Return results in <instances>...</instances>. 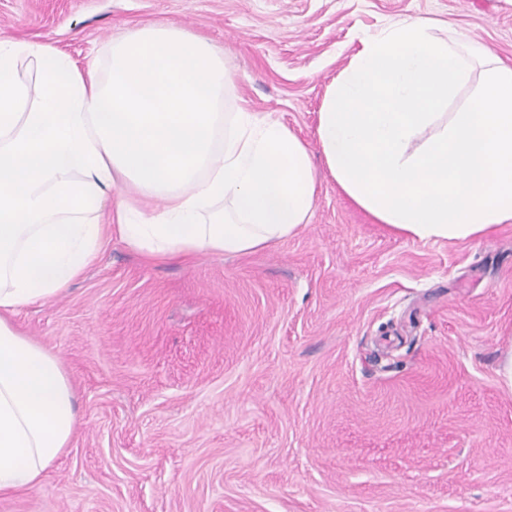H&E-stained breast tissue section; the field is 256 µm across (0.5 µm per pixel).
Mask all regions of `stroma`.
Listing matches in <instances>:
<instances>
[{
  "instance_id": "1",
  "label": "stroma",
  "mask_w": 512,
  "mask_h": 512,
  "mask_svg": "<svg viewBox=\"0 0 512 512\" xmlns=\"http://www.w3.org/2000/svg\"><path fill=\"white\" fill-rule=\"evenodd\" d=\"M452 26L512 63V0H0V40L103 67L154 23L222 49L228 112L309 148L298 234L149 263L105 240L19 328L55 352L78 424L0 512H512V223L420 241L340 190L317 140L327 86L385 23Z\"/></svg>"
}]
</instances>
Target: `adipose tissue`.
<instances>
[{
    "mask_svg": "<svg viewBox=\"0 0 512 512\" xmlns=\"http://www.w3.org/2000/svg\"><path fill=\"white\" fill-rule=\"evenodd\" d=\"M435 29L409 17L363 37L326 90L318 142L377 223L466 240L512 223V64ZM232 81L205 38L166 24L113 38L101 70L49 42H0V497L36 487L77 425L69 375L17 327L22 309L67 292L108 235L188 261L308 224L306 144L271 116L225 111Z\"/></svg>",
    "mask_w": 512,
    "mask_h": 512,
    "instance_id": "ef3b65f1",
    "label": "adipose tissue"
}]
</instances>
